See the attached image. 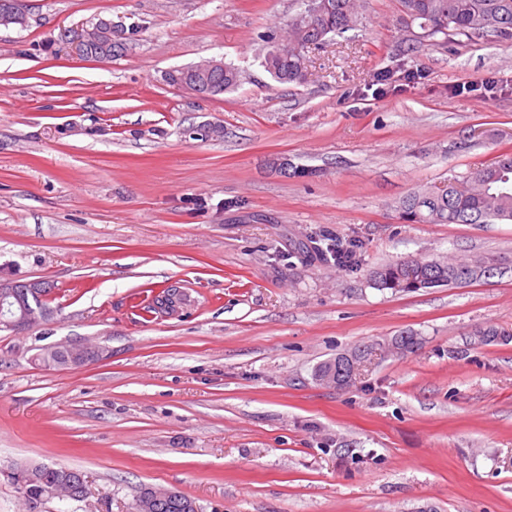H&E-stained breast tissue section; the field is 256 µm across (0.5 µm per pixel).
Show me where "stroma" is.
I'll use <instances>...</instances> for the list:
<instances>
[{
	"label": "stroma",
	"mask_w": 512,
	"mask_h": 512,
	"mask_svg": "<svg viewBox=\"0 0 512 512\" xmlns=\"http://www.w3.org/2000/svg\"><path fill=\"white\" fill-rule=\"evenodd\" d=\"M25 5L27 27H0V269L50 283L54 315L0 330V512H26L25 462L87 481L42 512H133L147 487L199 512H512V271L415 293L369 280L408 257L512 261V222L399 209L512 153V42L413 45L399 0H367L349 39L280 84L258 54L292 0ZM100 18L135 34L107 63L72 46ZM211 58L238 89L164 79ZM399 64L415 80L376 91ZM202 125L223 137L189 138ZM320 234L360 241L357 267L303 250ZM167 288L175 309L151 310ZM405 331L415 352L345 390L316 381ZM63 342L107 356L45 367ZM379 347H376L374 345L370 346H358L354 347L353 349L344 352V353H356L360 354L362 359H365V361L369 360L372 356L373 352L376 350L385 351L386 350V344H383L382 346L378 344ZM344 353L338 354L335 358L324 361L320 363L316 370H315V379L316 381H319L323 384H328L327 380L330 378L332 372L336 368V359L339 358V356L343 355Z\"/></svg>",
	"instance_id": "35a3bbf8"
}]
</instances>
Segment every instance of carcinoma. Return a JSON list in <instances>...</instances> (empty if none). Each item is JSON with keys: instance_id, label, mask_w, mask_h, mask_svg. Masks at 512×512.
<instances>
[{"instance_id": "obj_1", "label": "carcinoma", "mask_w": 512, "mask_h": 512, "mask_svg": "<svg viewBox=\"0 0 512 512\" xmlns=\"http://www.w3.org/2000/svg\"><path fill=\"white\" fill-rule=\"evenodd\" d=\"M297 10L288 17L283 33L271 31L262 36L266 52L261 66L278 83H299L305 77L308 50L324 45L331 37L357 28L363 8L361 0H317V11L307 10L309 0H296ZM400 23L425 32L412 41H429L436 46L456 37L476 43L489 40L512 41V0H400ZM126 44L109 47L93 43L89 53L108 61L122 53ZM216 95L236 90L242 82L241 71L224 64V71L213 77ZM402 218L413 224H491L512 222V154H502L476 169L467 180L450 182L413 192L402 200ZM485 264L492 274H501L504 263L490 256L444 258L416 261L413 258L384 264L371 273L379 290L411 293L428 287L462 286L455 267ZM81 472L64 466L25 463L16 468L19 485L28 512L44 504L48 488L57 487V498L79 500L85 483ZM134 512H198L190 497L161 488L147 487L140 492Z\"/></svg>"}]
</instances>
